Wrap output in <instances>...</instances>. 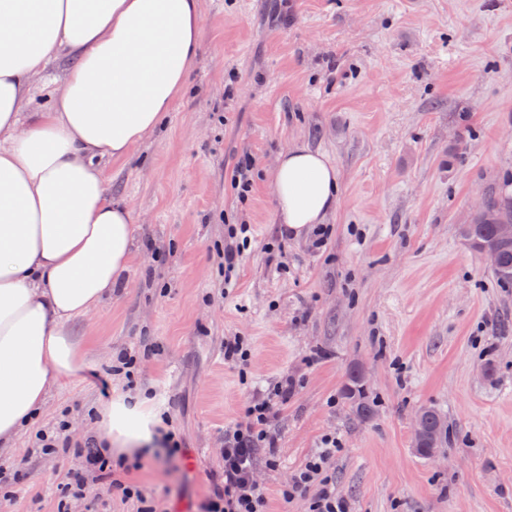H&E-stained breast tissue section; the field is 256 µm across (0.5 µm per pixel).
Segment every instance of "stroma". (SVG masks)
Here are the masks:
<instances>
[{
  "mask_svg": "<svg viewBox=\"0 0 512 512\" xmlns=\"http://www.w3.org/2000/svg\"><path fill=\"white\" fill-rule=\"evenodd\" d=\"M340 177L328 240L282 238L272 170L295 144ZM253 161L251 190L230 175ZM139 248L110 300L70 322L85 364L53 388L32 426L0 447V512H135L111 489L64 498L95 410L127 391L116 356L141 358L137 389L169 410L187 464L144 456L135 475L161 512H191L223 466L224 428L253 393L291 376L277 470L258 468L269 512H306L280 489L334 434L330 464L351 512H512V288L461 227L512 179V0H202L199 53L164 127L102 164ZM229 224L252 228L232 273ZM252 351L250 374L224 339ZM360 372L377 402L359 420ZM107 376L101 393L96 375ZM448 421L440 456L419 455L414 417ZM67 422L70 450L37 430ZM363 376L358 372H353L349 377L347 386V395L356 402V412L358 417L367 418L374 411V402L368 399Z\"/></svg>",
  "mask_w": 512,
  "mask_h": 512,
  "instance_id": "obj_1",
  "label": "stroma"
}]
</instances>
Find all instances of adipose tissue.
Wrapping results in <instances>:
<instances>
[{
    "label": "adipose tissue",
    "mask_w": 512,
    "mask_h": 512,
    "mask_svg": "<svg viewBox=\"0 0 512 512\" xmlns=\"http://www.w3.org/2000/svg\"><path fill=\"white\" fill-rule=\"evenodd\" d=\"M201 0H0V444L83 362L65 326L112 295L135 251L127 203L97 163L162 126L197 58ZM50 102L26 104L54 60ZM276 220L297 238L335 209L339 179L296 145L274 169ZM98 446L152 453L166 426L137 398L101 414Z\"/></svg>",
    "instance_id": "obj_1"
}]
</instances>
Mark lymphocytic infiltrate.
I'll return each instance as SVG.
<instances>
[{"instance_id": "1", "label": "lymphocytic infiltrate", "mask_w": 512, "mask_h": 512, "mask_svg": "<svg viewBox=\"0 0 512 512\" xmlns=\"http://www.w3.org/2000/svg\"><path fill=\"white\" fill-rule=\"evenodd\" d=\"M296 386L295 379L285 377L268 392L252 395L244 407V421L225 427L224 468L213 477L212 488L196 512H266V489L257 481L256 470L261 463L270 469L278 465L275 422L280 406L287 404ZM337 447L335 436L325 435L320 448L295 471L288 485L282 487L283 500L289 502L304 495L308 498L307 512H349L328 476ZM78 453L89 473L71 475L64 485L66 492L92 496L101 484L120 491L124 499L136 501V512H156L153 496L133 477L141 469V462L110 463L92 440L79 447Z\"/></svg>"}]
</instances>
